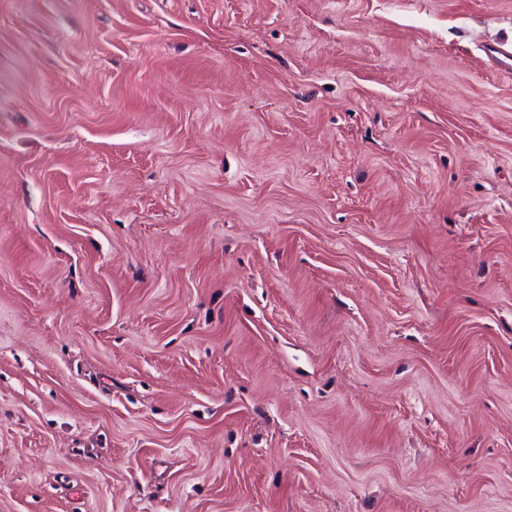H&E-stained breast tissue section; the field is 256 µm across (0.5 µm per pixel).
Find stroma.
<instances>
[{
  "instance_id": "stroma-1",
  "label": "stroma",
  "mask_w": 512,
  "mask_h": 512,
  "mask_svg": "<svg viewBox=\"0 0 512 512\" xmlns=\"http://www.w3.org/2000/svg\"><path fill=\"white\" fill-rule=\"evenodd\" d=\"M512 0H0V512H512Z\"/></svg>"
}]
</instances>
